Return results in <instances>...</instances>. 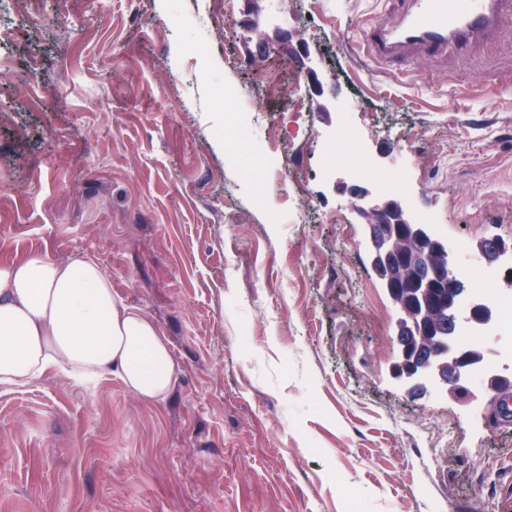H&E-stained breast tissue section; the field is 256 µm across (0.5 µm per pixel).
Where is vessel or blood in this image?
Here are the masks:
<instances>
[{"label": "vessel or blood", "mask_w": 512, "mask_h": 512, "mask_svg": "<svg viewBox=\"0 0 512 512\" xmlns=\"http://www.w3.org/2000/svg\"><path fill=\"white\" fill-rule=\"evenodd\" d=\"M395 22L375 23L367 44L374 58L408 61L415 54L440 57L449 48L470 49L490 43L512 0H400Z\"/></svg>", "instance_id": "vessel-or-blood-1"}]
</instances>
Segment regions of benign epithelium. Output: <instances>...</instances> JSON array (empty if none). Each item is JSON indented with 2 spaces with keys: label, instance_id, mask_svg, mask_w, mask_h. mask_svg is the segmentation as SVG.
<instances>
[{
  "label": "benign epithelium",
  "instance_id": "benign-epithelium-1",
  "mask_svg": "<svg viewBox=\"0 0 512 512\" xmlns=\"http://www.w3.org/2000/svg\"><path fill=\"white\" fill-rule=\"evenodd\" d=\"M363 220L371 265L396 311L393 380L410 396L446 395L477 405L486 393L512 389V376L486 359L482 345L463 343L445 326L443 314L486 333L496 323L493 307L460 288V278L444 269L447 243L422 223L401 195L375 197L360 184L338 183ZM484 260L493 264L512 254V239L479 241Z\"/></svg>",
  "mask_w": 512,
  "mask_h": 512
}]
</instances>
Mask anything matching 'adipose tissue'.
<instances>
[{
    "label": "adipose tissue",
    "mask_w": 512,
    "mask_h": 512,
    "mask_svg": "<svg viewBox=\"0 0 512 512\" xmlns=\"http://www.w3.org/2000/svg\"><path fill=\"white\" fill-rule=\"evenodd\" d=\"M50 371L76 380L109 372L154 403L169 394L176 363L156 323L113 294L94 260L0 261V383L25 385Z\"/></svg>",
    "instance_id": "obj_1"
}]
</instances>
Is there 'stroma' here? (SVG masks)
<instances>
[{"instance_id": "obj_1", "label": "stroma", "mask_w": 512, "mask_h": 512, "mask_svg": "<svg viewBox=\"0 0 512 512\" xmlns=\"http://www.w3.org/2000/svg\"><path fill=\"white\" fill-rule=\"evenodd\" d=\"M398 7L0 0V258L96 261L178 367L158 403L111 373L0 385V512H512V424L396 385V315L336 187L355 177L320 173L352 127L452 266L512 238V19L376 62ZM254 11L304 64L256 55Z\"/></svg>"}]
</instances>
